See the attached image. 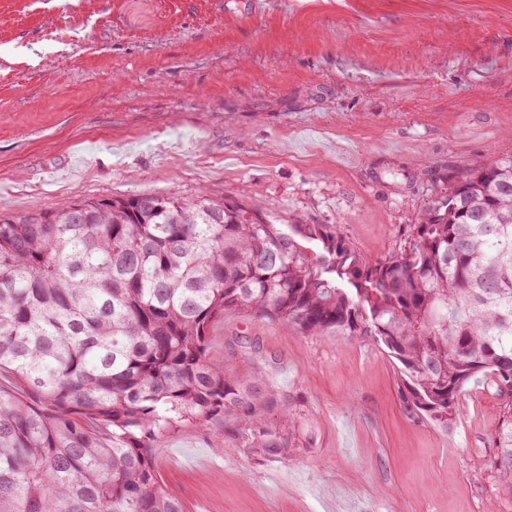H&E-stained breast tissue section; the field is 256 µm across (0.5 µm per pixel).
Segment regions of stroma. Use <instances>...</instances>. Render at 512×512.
I'll use <instances>...</instances> for the list:
<instances>
[{
	"instance_id": "obj_1",
	"label": "stroma",
	"mask_w": 512,
	"mask_h": 512,
	"mask_svg": "<svg viewBox=\"0 0 512 512\" xmlns=\"http://www.w3.org/2000/svg\"><path fill=\"white\" fill-rule=\"evenodd\" d=\"M249 2L0 0V210L205 189L383 258L451 174L512 157V0ZM207 354L284 395L299 448L174 425L154 457L188 512H512L485 380L444 430L348 336L229 311Z\"/></svg>"
}]
</instances>
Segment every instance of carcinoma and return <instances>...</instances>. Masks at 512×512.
<instances>
[{
  "mask_svg": "<svg viewBox=\"0 0 512 512\" xmlns=\"http://www.w3.org/2000/svg\"><path fill=\"white\" fill-rule=\"evenodd\" d=\"M227 311L385 347L407 413L442 429L482 376L500 401L490 467L512 489L508 157L458 172L385 258L204 192L0 211V512H186L152 453L175 423L243 425L288 456L284 397L208 358Z\"/></svg>",
  "mask_w": 512,
  "mask_h": 512,
  "instance_id": "carcinoma-1",
  "label": "carcinoma"
}]
</instances>
